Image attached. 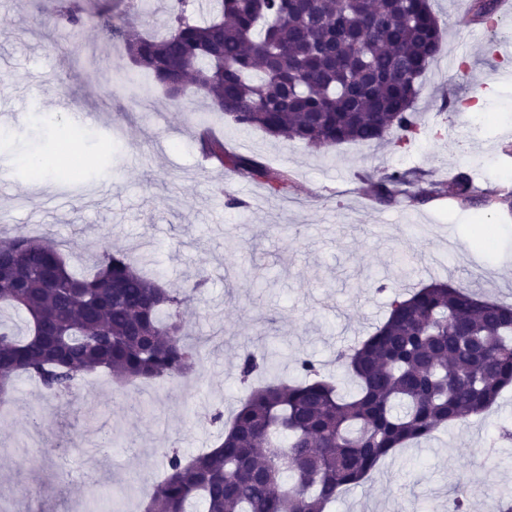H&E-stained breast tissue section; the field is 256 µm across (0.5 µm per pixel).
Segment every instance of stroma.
Masks as SVG:
<instances>
[{
  "label": "stroma",
  "instance_id": "stroma-1",
  "mask_svg": "<svg viewBox=\"0 0 512 512\" xmlns=\"http://www.w3.org/2000/svg\"><path fill=\"white\" fill-rule=\"evenodd\" d=\"M472 0H432L442 52L422 80L414 109L421 133L401 148L342 144L316 150L243 129L188 91L173 103L97 29L67 37L31 24L51 0H0V231L41 226L64 246L75 272H90L105 244L145 259L169 288L207 285L186 315L204 359L189 381L93 386L82 376L71 403L18 377L0 404V512H87L88 478L126 489L121 512H143L168 449L213 446L212 409L232 417L245 392L244 349L268 352L267 381L298 377L312 359L343 379L339 353L372 334L403 289L441 280L512 304V216L448 199L384 206L361 191L362 174L416 170L441 180L470 169L479 190H512V62L494 55L512 39V15L495 27L472 20ZM95 56L94 68L84 59ZM455 109H442L447 99ZM72 150L64 167L28 170L18 159L57 155V130ZM209 132L236 152L288 171V195L206 161ZM243 200L225 205L226 195ZM44 448L28 459L29 424ZM470 512H498L512 494V387L484 413L394 449L368 479L342 491L332 512H452L456 491Z\"/></svg>",
  "mask_w": 512,
  "mask_h": 512
}]
</instances>
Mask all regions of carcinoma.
<instances>
[{"label":"carcinoma","instance_id":"cac0c4a2","mask_svg":"<svg viewBox=\"0 0 512 512\" xmlns=\"http://www.w3.org/2000/svg\"><path fill=\"white\" fill-rule=\"evenodd\" d=\"M499 0H476L485 20ZM166 30L144 36L134 23L112 22L108 9L60 0L48 20L76 35L99 28L120 43L169 98L189 87L243 128L315 149L393 142L420 133L413 104L419 80L439 55L443 31L430 0H166ZM204 151L271 193L292 187L286 171L229 152ZM418 182L409 171H383L366 193L381 205L448 196L512 210V194L477 196L471 173ZM205 280L166 288L142 274L121 250L104 246L94 270L74 273L56 240L18 230L0 241V307L26 315V331L0 318V385L27 375L59 400L81 375L106 371L123 384L185 380L198 344L184 317ZM356 382L348 395L299 361L302 380L250 388L214 448L166 454L167 475L145 512H326L390 451L439 427L490 408L512 385V305L463 286L435 282L397 294L385 321L344 355ZM267 354L245 350L242 382L266 369Z\"/></svg>","mask_w":512,"mask_h":512}]
</instances>
